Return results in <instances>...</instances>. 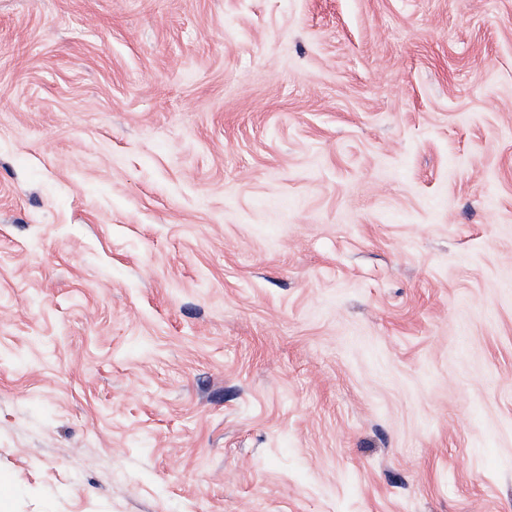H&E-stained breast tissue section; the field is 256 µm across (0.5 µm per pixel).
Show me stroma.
Masks as SVG:
<instances>
[{"label":"stroma","mask_w":512,"mask_h":512,"mask_svg":"<svg viewBox=\"0 0 512 512\" xmlns=\"http://www.w3.org/2000/svg\"><path fill=\"white\" fill-rule=\"evenodd\" d=\"M0 512H512V0H0Z\"/></svg>","instance_id":"35a3bbf8"}]
</instances>
